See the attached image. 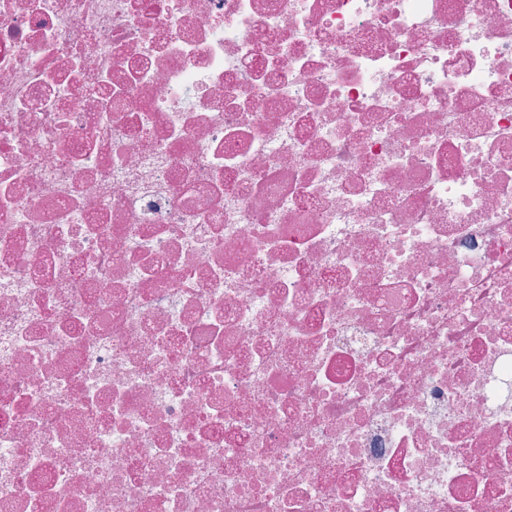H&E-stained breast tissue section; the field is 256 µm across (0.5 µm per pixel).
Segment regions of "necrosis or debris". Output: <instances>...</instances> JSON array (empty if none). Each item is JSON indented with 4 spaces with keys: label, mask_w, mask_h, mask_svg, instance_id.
I'll return each mask as SVG.
<instances>
[{
    "label": "necrosis or debris",
    "mask_w": 512,
    "mask_h": 512,
    "mask_svg": "<svg viewBox=\"0 0 512 512\" xmlns=\"http://www.w3.org/2000/svg\"><path fill=\"white\" fill-rule=\"evenodd\" d=\"M0 512H512V0H0Z\"/></svg>",
    "instance_id": "4bbe7bcc"
}]
</instances>
